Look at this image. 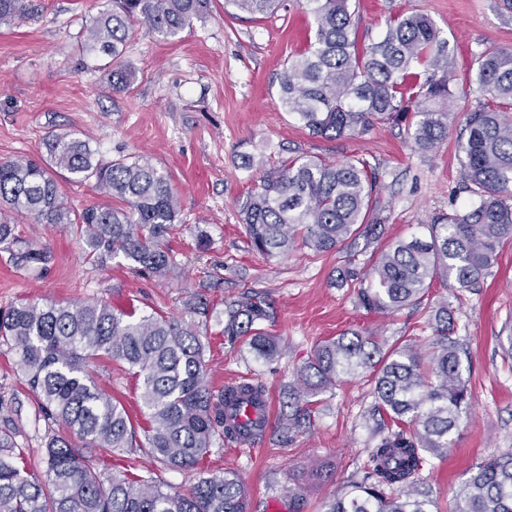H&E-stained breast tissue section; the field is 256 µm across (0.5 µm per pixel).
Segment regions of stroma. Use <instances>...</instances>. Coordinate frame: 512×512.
<instances>
[{
	"mask_svg": "<svg viewBox=\"0 0 512 512\" xmlns=\"http://www.w3.org/2000/svg\"><path fill=\"white\" fill-rule=\"evenodd\" d=\"M29 5L24 21L0 29V160L40 157L48 132L69 130L89 140L102 162L148 158L167 174L179 199V222L169 238L177 265L167 275L150 277L120 258L101 266L86 259L66 225L20 217L18 234L47 245L52 260L43 271L19 269L0 251V310L22 301L105 300L118 309L133 305L141 313L179 318L190 295L205 294L211 312L194 323L211 384L259 383L270 402L268 426L251 446H215L196 469L185 471L144 457L135 474L182 492L199 475L233 471L257 512H288L292 487L301 490L302 512H326L329 500L367 469L375 445L372 384L362 376L344 379L313 403L310 428L289 435L278 417L296 368L318 344L348 331L428 350L434 313L444 302L467 352L464 376L472 399L448 456L426 472L425 489L432 512H452L476 464L512 454V358L501 346L512 333V243L503 244L492 275L477 288L458 292L437 280L422 304L383 315L367 312L355 289L339 286L349 252L318 254L299 242L283 256L253 251L238 202L265 169L288 156L367 160L379 181L370 216L380 219L383 233L377 241L360 238L353 244L351 252L364 269L389 243L422 234L436 216L468 205L472 194L461 178L458 144L464 114L479 99L473 77L482 53L491 46L512 51L507 0H351L359 41L377 39L389 16L418 12L454 45L448 136L430 150L412 146L401 126L377 124L360 137L325 139L288 115L279 100V78L288 58L305 48L313 24L294 0L257 19L227 13L224 0H211L201 19L169 40L136 25L122 56L135 79L121 93L112 91L86 54L81 36L109 0ZM202 229L210 238L204 251L196 246ZM247 291L261 293L275 311L265 325L279 344L273 359L257 357L247 338L231 342L223 335L227 307ZM88 371L98 387L123 403L135 425H145L141 383L128 365L99 359ZM4 423L28 470L43 473L44 439L53 424L24 385L15 352L0 343Z\"/></svg>",
	"mask_w": 512,
	"mask_h": 512,
	"instance_id": "35a3bbf8",
	"label": "stroma"
}]
</instances>
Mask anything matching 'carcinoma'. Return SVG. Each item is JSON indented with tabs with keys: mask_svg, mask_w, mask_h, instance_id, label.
Instances as JSON below:
<instances>
[{
	"mask_svg": "<svg viewBox=\"0 0 512 512\" xmlns=\"http://www.w3.org/2000/svg\"><path fill=\"white\" fill-rule=\"evenodd\" d=\"M350 0H302L315 28L307 49L288 60L279 82L282 107L313 135L335 139L363 135L377 123L407 128L414 146L428 149L448 134L449 83L454 50L425 14L389 17L379 38L360 45L352 37ZM209 0H112L83 27L85 50L107 60L112 90L134 79L117 63L135 23L164 39L175 38L207 11ZM249 15H268L283 0H225ZM28 15L26 0H0V29ZM480 99L466 113L461 172L476 199L465 209L423 225L427 235L390 243L369 272L360 275L349 255L340 283L357 288L368 311L394 312L421 303L435 279L469 288L497 262V248L512 240V52L486 51L475 76ZM46 158L0 160V208L39 224H66L85 245L86 258L104 265L121 258L136 271L163 275L176 265L167 246L179 216L168 176L146 158L107 164L78 133H49ZM84 184L110 203L73 212L59 181ZM377 178L363 159L344 162L298 155L265 171L260 184L239 201L253 250L274 255L296 241L318 252L370 241L380 225L367 220ZM0 251L20 268H45L48 248L23 240L14 222L0 217ZM210 302L197 293L189 315L207 314ZM224 335L249 337L260 358L277 355L264 331L266 302L246 295L228 306ZM448 303L435 313L436 338L423 354L411 344L383 348L374 336L343 333L319 345L300 366L288 390L282 429L290 434L311 423L312 399L347 376L367 374L373 383L371 417L378 441L368 475L333 498L327 512H431L422 489L431 460L448 455L453 432L471 401L463 377L464 355L452 338ZM0 340L18 355L29 389L48 419L66 434L44 440L46 471L20 465L14 433L0 430V512H249L250 496L233 472L198 478L186 493L153 479L122 474L103 481L95 459L124 454L130 463L146 455L170 469H192L217 443L248 444L265 426L240 427L230 410L265 389L251 382L215 390L207 380L204 344L194 324L158 312L137 314L106 301L70 305L19 304L0 312ZM99 358L120 361L142 379L148 411L138 435L127 410L87 375ZM453 512H512V457L479 463L462 487Z\"/></svg>",
	"mask_w": 512,
	"mask_h": 512,
	"instance_id": "cac0c4a2",
	"label": "carcinoma"
}]
</instances>
